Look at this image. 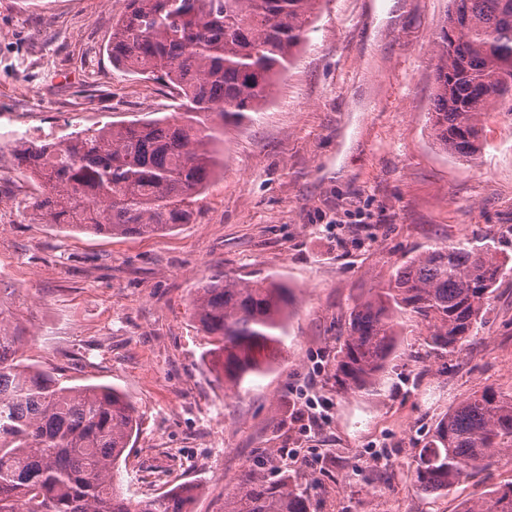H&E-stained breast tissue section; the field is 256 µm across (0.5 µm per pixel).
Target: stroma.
<instances>
[{
	"label": "stroma",
	"mask_w": 512,
	"mask_h": 512,
	"mask_svg": "<svg viewBox=\"0 0 512 512\" xmlns=\"http://www.w3.org/2000/svg\"><path fill=\"white\" fill-rule=\"evenodd\" d=\"M449 0H320L295 63L256 121L227 126L224 167L189 224L153 237L33 224L42 191L0 137V319L24 360L64 384H101L138 408L120 461L129 496L182 482L192 512H224L249 469L288 470L316 512H460L512 484V454L427 498L409 485L415 448L467 395L512 393V107L488 112L471 159L435 140L432 39ZM124 0H0V115L59 141L172 111L166 87L124 73L105 51ZM479 241L509 263L475 339L425 357L426 328L401 318L390 379L354 395L334 379L339 328L416 252ZM276 279L298 298L280 363L225 388L192 316L215 270ZM333 405L306 428L298 393Z\"/></svg>",
	"instance_id": "stroma-1"
}]
</instances>
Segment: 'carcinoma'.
<instances>
[{
  "mask_svg": "<svg viewBox=\"0 0 512 512\" xmlns=\"http://www.w3.org/2000/svg\"><path fill=\"white\" fill-rule=\"evenodd\" d=\"M318 0H125L108 48L112 65L157 80L176 111L105 124L59 142L22 144L16 159L45 192L25 207L34 224L156 236L189 223L221 161L228 124L264 111L304 44ZM435 139L461 158L482 146L483 118L512 101V0H451L433 39ZM505 261L470 243L435 245L356 303L336 350V386L381 391L399 316L426 326L436 355L459 354L489 309ZM295 290L216 271L194 289L193 316L233 387L263 376L286 346ZM25 337L0 320V512H191L185 482L133 500L116 488L138 430L133 402L102 385L66 386L19 359ZM512 447V394L489 386L438 420L414 455L413 491L438 495L488 470ZM224 512H315L288 471L244 474ZM461 512H512V487L481 493Z\"/></svg>",
  "mask_w": 512,
  "mask_h": 512,
  "instance_id": "carcinoma-1",
  "label": "carcinoma"
}]
</instances>
